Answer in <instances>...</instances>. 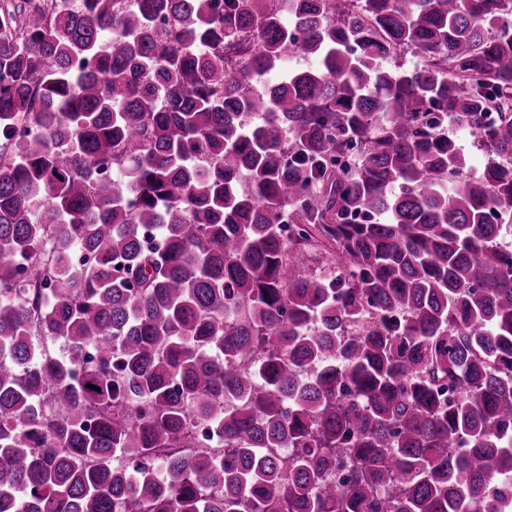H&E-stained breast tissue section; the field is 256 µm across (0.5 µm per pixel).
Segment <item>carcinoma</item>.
<instances>
[{
  "label": "carcinoma",
  "mask_w": 512,
  "mask_h": 512,
  "mask_svg": "<svg viewBox=\"0 0 512 512\" xmlns=\"http://www.w3.org/2000/svg\"><path fill=\"white\" fill-rule=\"evenodd\" d=\"M508 1L0 0V512H512ZM446 130L448 132V136L455 140L460 151L468 159L470 172L474 175L479 174L487 163L488 156L485 150L478 143L477 139L468 129L458 126L451 121H448V127Z\"/></svg>",
  "instance_id": "1"
}]
</instances>
